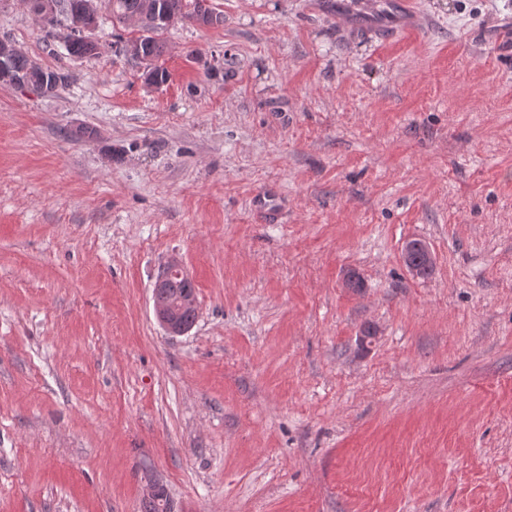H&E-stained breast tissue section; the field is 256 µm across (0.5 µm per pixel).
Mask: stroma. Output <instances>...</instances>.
<instances>
[{"label":"stroma","mask_w":512,"mask_h":512,"mask_svg":"<svg viewBox=\"0 0 512 512\" xmlns=\"http://www.w3.org/2000/svg\"><path fill=\"white\" fill-rule=\"evenodd\" d=\"M212 2L156 86L0 0V512H512V0ZM23 54V51L12 41L1 38L0 40V83L13 84L14 79L8 68V61L13 59L15 56ZM29 63V66H28ZM32 69L40 68V66L26 55H20L15 57L11 61V69L15 77L27 86L39 90L44 94L57 95L59 90L66 87V77L57 71L44 70L42 73L31 71ZM59 75V80H55L51 83L52 76ZM48 77L47 88L43 90L44 78ZM402 261L413 276H422L433 267L434 256L425 242L409 239L402 248ZM189 276L183 265L178 260H169L161 268L158 280L155 281L152 291L153 309L157 321L170 336H181L186 334L197 318L196 311L182 312L180 317L184 326L179 320L176 304H171L166 295L159 292L158 288H164V283L172 277ZM168 298L177 299L185 293L195 292L192 280L176 279L170 281L169 288H165ZM179 307L197 309L196 297L193 294H185L179 300Z\"/></svg>","instance_id":"stroma-1"}]
</instances>
